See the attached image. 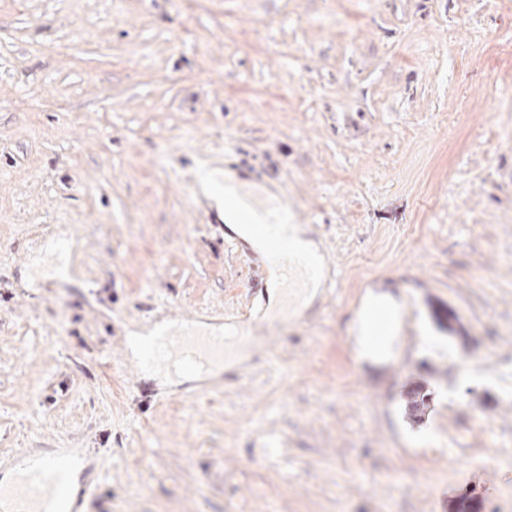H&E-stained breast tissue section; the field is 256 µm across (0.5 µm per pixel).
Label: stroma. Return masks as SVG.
<instances>
[{"mask_svg":"<svg viewBox=\"0 0 512 512\" xmlns=\"http://www.w3.org/2000/svg\"><path fill=\"white\" fill-rule=\"evenodd\" d=\"M206 160L300 207L293 321ZM190 314L232 354L143 402L130 338ZM510 409L512 0H0V465L89 449L86 512H512Z\"/></svg>","mask_w":512,"mask_h":512,"instance_id":"obj_1","label":"stroma"}]
</instances>
